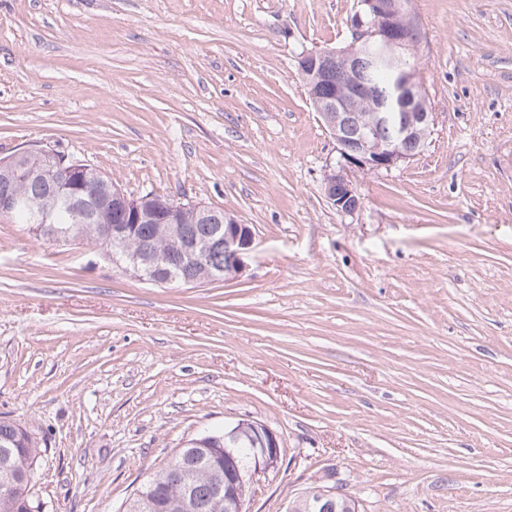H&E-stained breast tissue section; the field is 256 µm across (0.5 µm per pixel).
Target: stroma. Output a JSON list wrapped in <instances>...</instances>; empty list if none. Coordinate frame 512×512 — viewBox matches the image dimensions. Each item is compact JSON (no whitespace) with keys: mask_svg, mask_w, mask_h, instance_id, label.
I'll list each match as a JSON object with an SVG mask.
<instances>
[{"mask_svg":"<svg viewBox=\"0 0 512 512\" xmlns=\"http://www.w3.org/2000/svg\"><path fill=\"white\" fill-rule=\"evenodd\" d=\"M355 0H0V158L65 152L128 195L250 225L242 276L161 287L0 222V419L44 440L52 512H118L190 437L241 420L361 512H512V0H410L433 133L363 205L296 58Z\"/></svg>","mask_w":512,"mask_h":512,"instance_id":"obj_1","label":"stroma"}]
</instances>
